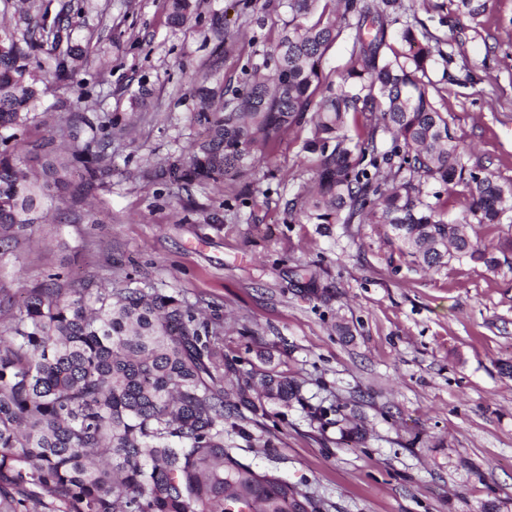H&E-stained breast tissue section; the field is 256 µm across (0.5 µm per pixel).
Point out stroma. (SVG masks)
<instances>
[{"instance_id": "obj_1", "label": "stroma", "mask_w": 512, "mask_h": 512, "mask_svg": "<svg viewBox=\"0 0 512 512\" xmlns=\"http://www.w3.org/2000/svg\"><path fill=\"white\" fill-rule=\"evenodd\" d=\"M454 10L418 12L449 56L429 72L434 100L469 166L512 181V0H487L458 29ZM287 19L273 7L260 27L242 0H200L173 28L166 0H0V27L33 59L82 54L11 149L37 173L46 152L78 146L96 171L0 248V336L49 275L68 291L134 279L217 326L239 370L299 385L289 405L265 403L251 440L224 439L317 512H512V252L498 251L512 210L472 227L497 267L429 269L389 225L288 219L286 200L313 178L298 130L255 164L250 193L163 173L200 130L198 79L221 106Z\"/></svg>"}]
</instances>
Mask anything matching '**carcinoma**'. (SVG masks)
<instances>
[{
    "instance_id": "1",
    "label": "carcinoma",
    "mask_w": 512,
    "mask_h": 512,
    "mask_svg": "<svg viewBox=\"0 0 512 512\" xmlns=\"http://www.w3.org/2000/svg\"><path fill=\"white\" fill-rule=\"evenodd\" d=\"M168 20L184 26L192 0H167ZM418 0H281L286 24L265 62L213 112L198 114L206 136L187 158L167 164L175 183L242 180L254 160L274 154L282 135L310 126L314 185L286 202L308 224H388L429 268L448 258L496 267L473 242L468 220L448 219V188L461 185L478 224H498L512 206V182L470 168L467 148L448 127L427 79L440 39L417 15ZM477 18L484 0H453ZM405 17L401 49L387 26ZM352 47L336 81L323 75L326 52L345 32ZM27 53L0 37V142L16 137L72 69L53 58L40 79ZM388 135L391 147L382 148ZM84 170L77 150L55 157L43 178L21 173L0 151V229L35 223L42 201ZM0 336V512H308L288 481L259 474L224 446V425L250 437L245 413L257 381L284 405L298 386L270 372L245 375L224 362L216 328L176 296L127 284L118 292L87 283L65 293L41 283Z\"/></svg>"
}]
</instances>
